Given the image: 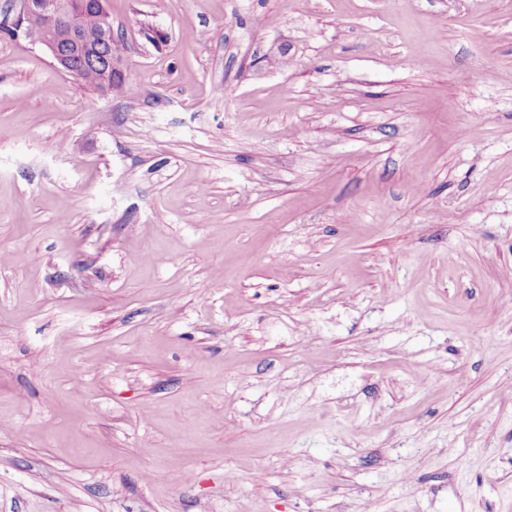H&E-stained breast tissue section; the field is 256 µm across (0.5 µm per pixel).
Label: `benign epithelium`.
Instances as JSON below:
<instances>
[{"mask_svg":"<svg viewBox=\"0 0 512 512\" xmlns=\"http://www.w3.org/2000/svg\"><path fill=\"white\" fill-rule=\"evenodd\" d=\"M11 29L16 35L41 45L58 68L72 78H78L69 57L62 52L59 40L53 37V33L58 31L64 32L68 39H74L81 33L70 0H19V11Z\"/></svg>","mask_w":512,"mask_h":512,"instance_id":"1","label":"benign epithelium"}]
</instances>
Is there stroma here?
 <instances>
[{"label":"stroma","instance_id":"obj_1","mask_svg":"<svg viewBox=\"0 0 512 512\" xmlns=\"http://www.w3.org/2000/svg\"><path fill=\"white\" fill-rule=\"evenodd\" d=\"M108 11L0 37V512H512V0ZM18 2L17 18L11 26H8L13 29L17 37L22 35L32 43L41 45L49 52L58 68L77 79L78 73L73 69L69 57L62 52L59 40L50 34L63 31L67 39L61 44L72 54L74 65L80 73L79 82L94 89L98 84L97 91L101 93L112 92V61L103 73L101 70L107 61L112 60V56L120 52V44L112 39V36L93 42L97 47L94 57L91 58L77 50L68 40L76 38L79 33L85 41L89 42L93 39L78 28L70 0H20ZM75 9L81 17V25L84 31H90L94 35L98 31L107 33L112 30V20L108 12L98 15L97 28V1L99 0H73Z\"/></svg>","mask_w":512,"mask_h":512}]
</instances>
